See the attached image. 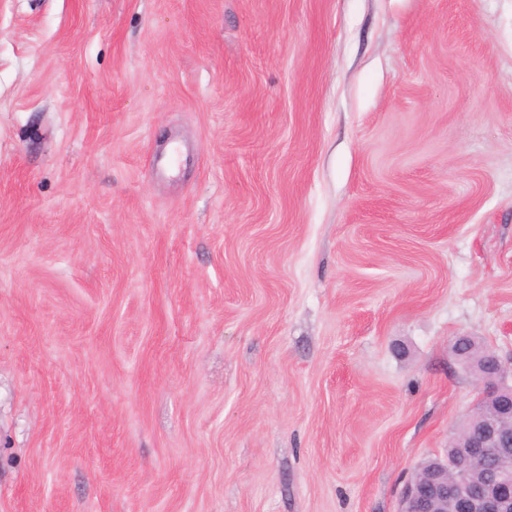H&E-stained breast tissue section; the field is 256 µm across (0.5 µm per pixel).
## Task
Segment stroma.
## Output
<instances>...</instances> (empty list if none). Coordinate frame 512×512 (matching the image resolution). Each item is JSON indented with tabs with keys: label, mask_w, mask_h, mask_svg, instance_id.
Masks as SVG:
<instances>
[{
	"label": "stroma",
	"mask_w": 512,
	"mask_h": 512,
	"mask_svg": "<svg viewBox=\"0 0 512 512\" xmlns=\"http://www.w3.org/2000/svg\"><path fill=\"white\" fill-rule=\"evenodd\" d=\"M512 356V0H0V512H397Z\"/></svg>",
	"instance_id": "stroma-1"
}]
</instances>
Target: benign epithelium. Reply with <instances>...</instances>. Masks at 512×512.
<instances>
[{"mask_svg":"<svg viewBox=\"0 0 512 512\" xmlns=\"http://www.w3.org/2000/svg\"><path fill=\"white\" fill-rule=\"evenodd\" d=\"M496 379L483 380L482 369L472 370L479 385L468 424L455 433L462 448L451 465L423 469L405 486L398 512H448V503L463 512H512V466L506 454L512 446V362L491 353Z\"/></svg>","mask_w":512,"mask_h":512,"instance_id":"obj_1","label":"benign epithelium"}]
</instances>
